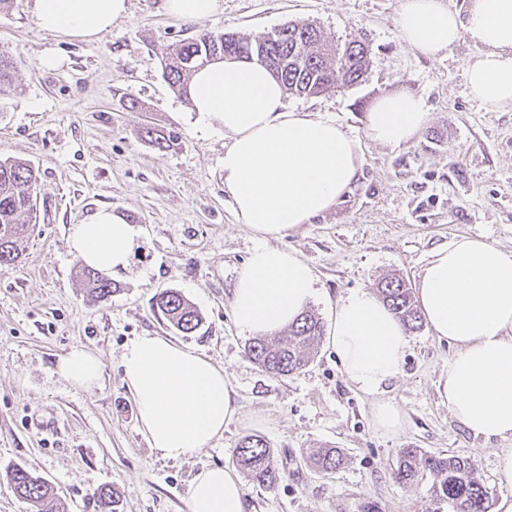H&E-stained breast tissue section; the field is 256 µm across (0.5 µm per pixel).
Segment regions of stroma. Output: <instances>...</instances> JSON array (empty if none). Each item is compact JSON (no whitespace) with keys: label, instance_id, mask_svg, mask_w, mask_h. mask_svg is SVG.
Instances as JSON below:
<instances>
[{"label":"stroma","instance_id":"1","mask_svg":"<svg viewBox=\"0 0 512 512\" xmlns=\"http://www.w3.org/2000/svg\"><path fill=\"white\" fill-rule=\"evenodd\" d=\"M128 2V14L91 44L39 30L32 0L0 12V53L15 61L18 85L0 97V158L40 174L21 259L0 266V512H32L9 487L15 466L48 480L63 512H100L103 488L116 492L117 512H189L192 478L207 466L235 470L236 445L250 434L268 442L282 478L271 491L243 481L248 512H360L367 502L382 512H453L433 498L431 475L410 484L393 478L403 448L469 458L492 501L511 497L496 466L502 441L473 437L439 393L455 349L428 327L410 332L402 375L378 395L359 390L325 342L287 377L248 358L253 336L236 325L231 296L256 240L224 191L223 138L196 129L161 66L162 47L203 29L255 38L310 22L329 40L368 44L370 65L357 84L288 99L335 119L361 147L360 177L341 201L275 241L311 266L318 292L308 308L323 318L340 298L375 291L386 276L417 284L434 250L454 239L479 236L512 249V109L491 112L471 99L473 43L460 39L434 58L409 48L395 25L400 0H221L203 21L170 17L163 0ZM48 55L57 67L43 66ZM400 89L422 97L428 124L402 145L376 143L367 114ZM149 129L178 141L157 152ZM102 207L143 229L105 300L77 277L80 260L67 243L71 226ZM167 288L202 314L199 331L174 332L154 314L152 299ZM147 333L198 349L224 367L237 393L238 419L178 460L150 448L124 381L122 353ZM76 345L102 360L94 389L72 387L57 371ZM380 399L403 411L400 434L375 429ZM315 443L341 449L344 465L325 475L305 466L302 452Z\"/></svg>","mask_w":512,"mask_h":512}]
</instances>
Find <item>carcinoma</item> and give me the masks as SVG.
<instances>
[{"label":"carcinoma","mask_w":512,"mask_h":512,"mask_svg":"<svg viewBox=\"0 0 512 512\" xmlns=\"http://www.w3.org/2000/svg\"><path fill=\"white\" fill-rule=\"evenodd\" d=\"M240 50L262 55L264 64L277 71L285 92L297 96H317L355 84L369 64V49L362 41L351 39L332 45L315 26L288 23L277 28L271 39L264 36L251 40L233 33L203 30L190 40L162 49L163 74L171 89L183 95L196 69ZM15 73L13 61L0 55V96L15 89ZM38 186L39 175L32 166L15 158H0V266L13 265L20 258L21 242L29 224L36 220ZM79 274L101 300L116 292L111 279L102 272L84 266ZM377 290L404 327L420 328L422 316L404 278L385 279ZM152 308L171 328L185 335L203 324L198 310L176 290L158 293ZM323 336L320 318L306 310L274 339H253L247 354L264 372L286 377L309 364ZM303 460L314 471L329 474L341 466L343 457L336 448L317 446L306 449ZM236 461L261 488L272 489L280 481L273 451L258 435L241 438L236 446ZM426 472L434 476V498L450 503L455 512H490L489 492L472 462L445 453L423 454L417 448L399 451L392 472L397 481L413 483ZM9 482L15 494L28 501L35 512H59L56 492L47 480L15 468L9 474Z\"/></svg>","instance_id":"1"}]
</instances>
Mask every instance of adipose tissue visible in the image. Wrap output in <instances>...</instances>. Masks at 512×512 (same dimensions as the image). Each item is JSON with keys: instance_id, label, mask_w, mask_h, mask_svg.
<instances>
[{"instance_id": "adipose-tissue-1", "label": "adipose tissue", "mask_w": 512, "mask_h": 512, "mask_svg": "<svg viewBox=\"0 0 512 512\" xmlns=\"http://www.w3.org/2000/svg\"><path fill=\"white\" fill-rule=\"evenodd\" d=\"M127 13L128 0H33L40 29L86 43ZM395 23L399 37L428 57L469 37L477 48L466 66L470 96L491 111L512 108V0H472L464 16L443 0H401ZM186 95L196 128L228 138L224 189L237 223L256 239L233 289L235 323L253 334L279 331L314 298L315 275L272 241L336 206L359 176V143L334 119L288 108L281 82L254 60L209 62L194 72ZM428 120L420 96L396 91L368 112V135L397 146ZM141 232L101 208L73 225L69 246L88 267L124 270ZM417 293L433 335L456 348L440 388L454 419L473 436L512 440V249L459 238L433 253ZM330 321L329 342L360 390L378 392L402 374L409 338L371 292L341 298ZM121 365L141 431L163 458L204 448L238 417L228 374L190 346L147 334L126 346ZM102 370L100 357L81 346L58 364L63 379L86 390ZM188 509L247 512V503L236 475L211 466L193 477Z\"/></svg>"}]
</instances>
